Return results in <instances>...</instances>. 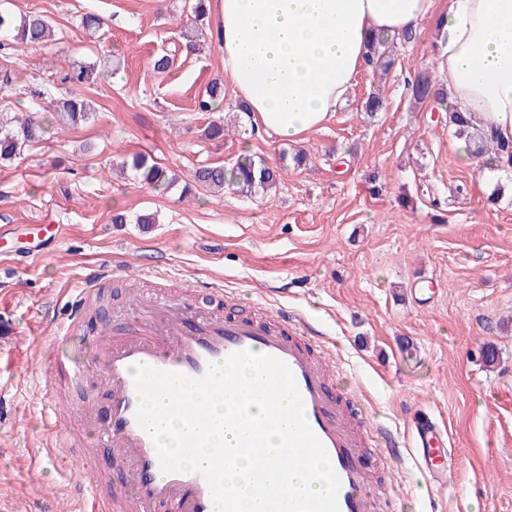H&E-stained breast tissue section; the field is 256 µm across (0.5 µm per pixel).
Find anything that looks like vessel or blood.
Returning <instances> with one entry per match:
<instances>
[{"label":"vessel or blood","instance_id":"vessel-or-blood-1","mask_svg":"<svg viewBox=\"0 0 512 512\" xmlns=\"http://www.w3.org/2000/svg\"><path fill=\"white\" fill-rule=\"evenodd\" d=\"M108 278L103 271L87 277L70 302L69 328L82 324L90 301ZM211 295L214 304L210 307L189 299H140L138 307L154 310L152 322L132 335L96 338L104 360L102 382L110 396V412L103 423L98 422L91 405L82 406L80 415L112 449L116 464L123 468L124 481L132 489L123 499L124 512H149L159 503L171 505L174 512H217L201 473L162 472L154 443L136 420L141 397L135 388L134 366L200 377L209 365L244 350L276 357L290 367L307 421L340 479L339 512H395L392 499L374 489L366 459L375 450L390 459L400 458V443L383 427L355 421L346 399L333 394L321 342L308 336L301 319L288 312L277 313L271 321L227 317L219 312L224 305L223 289H212ZM44 358L71 384L83 382V369L59 357L55 349H47ZM419 440V459L428 472L443 440L428 423L421 424Z\"/></svg>","mask_w":512,"mask_h":512}]
</instances>
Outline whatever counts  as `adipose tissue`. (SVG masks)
Instances as JSON below:
<instances>
[{"label": "adipose tissue", "mask_w": 512, "mask_h": 512, "mask_svg": "<svg viewBox=\"0 0 512 512\" xmlns=\"http://www.w3.org/2000/svg\"><path fill=\"white\" fill-rule=\"evenodd\" d=\"M224 82L275 139L322 127L364 65L368 39L433 16L436 0H215ZM441 84L458 111L512 141V0H448Z\"/></svg>", "instance_id": "1"}]
</instances>
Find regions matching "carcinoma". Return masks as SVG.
<instances>
[{"label": "carcinoma", "mask_w": 512, "mask_h": 512, "mask_svg": "<svg viewBox=\"0 0 512 512\" xmlns=\"http://www.w3.org/2000/svg\"><path fill=\"white\" fill-rule=\"evenodd\" d=\"M201 33L195 26L183 34L184 42L175 46L174 52L165 50L154 56L149 66L156 72L170 70L176 62L178 52H196L200 50ZM55 41L52 21L38 12L17 15L11 9L0 6V52L11 55L20 46L45 47ZM390 41L383 35L375 36L366 55V68L373 72H386L392 68ZM98 62L85 61L75 65L63 77L62 81L71 85L69 96L57 98L50 87L42 85L30 91L31 101L29 115L19 118L0 113V161H11L24 154L32 146L45 140L54 128L76 126L90 118L95 112L93 102L82 93V86L93 78L97 72ZM437 79L433 72L424 70L409 84L413 99L419 103L434 98L438 111L448 113V124L455 129V135L466 137L473 147L472 153L482 155L493 152L512 159V142L495 140L477 128L454 107L445 106L447 96L442 91H434ZM224 102V85L213 82L199 96L198 108L202 112L218 109ZM112 165L122 171L136 172L145 183L168 189L174 186L177 175H168L165 168L155 162H149L143 154L122 156ZM280 174L274 167L268 166L262 159L251 156L242 157L231 170L222 165H203L193 174L197 185L210 190L222 191L229 188L243 196L266 194L277 187ZM115 223L127 221L134 224H154L156 215L149 211L135 214L132 218L118 213L112 217Z\"/></svg>", "instance_id": "cac0c4a2"}]
</instances>
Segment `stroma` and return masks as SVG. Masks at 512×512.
I'll return each instance as SVG.
<instances>
[{"mask_svg":"<svg viewBox=\"0 0 512 512\" xmlns=\"http://www.w3.org/2000/svg\"><path fill=\"white\" fill-rule=\"evenodd\" d=\"M15 12L51 17L56 44L0 57L18 70L0 92V112L24 114L30 78L58 83L86 50L112 52V72L84 87L92 118L54 130L0 166V512H68L88 489L122 481L109 448H58L45 424L53 384L43 348L88 376L65 393V407H109L95 332H138L130 299L160 289L198 302L232 292L237 315L256 307L300 315L328 341L336 388L367 423L411 440L414 411L433 414L448 435L437 476L412 458L391 462L397 512H512V187L490 204L493 184L481 157L464 161L432 102L414 103L408 84L438 71L434 21L398 42L382 84L385 106L362 112L373 87L361 71L347 100L321 128L296 142L256 132L232 97L202 112L198 96L223 81L217 48L178 57L156 75L151 55L181 43L185 0H10ZM104 17L99 39L80 15ZM212 122L224 138H205ZM304 152L267 195L215 194L199 187L159 193L110 171L113 157L150 154L189 180L202 164L232 168L248 153L268 165ZM157 212L155 224H116V213ZM112 271L98 316L65 333L69 302L92 269ZM498 350L495 367L480 357Z\"/></svg>","mask_w":512,"mask_h":512,"instance_id":"stroma-1","label":"stroma"}]
</instances>
